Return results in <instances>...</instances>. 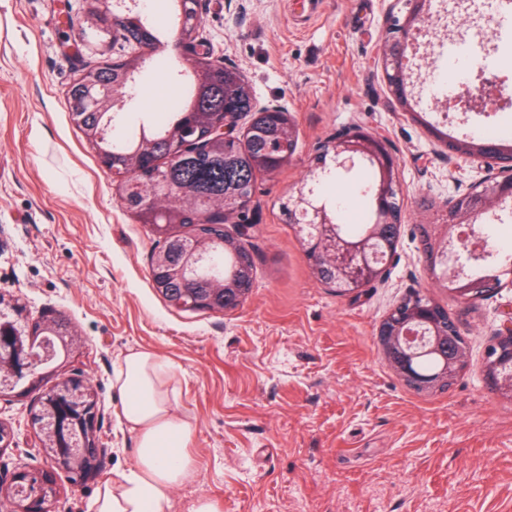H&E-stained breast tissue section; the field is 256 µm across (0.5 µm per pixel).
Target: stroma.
<instances>
[{"label": "stroma", "mask_w": 512, "mask_h": 512, "mask_svg": "<svg viewBox=\"0 0 512 512\" xmlns=\"http://www.w3.org/2000/svg\"><path fill=\"white\" fill-rule=\"evenodd\" d=\"M150 17L163 46L143 68L129 127L176 111L182 87L154 88L187 70L174 48L172 0ZM83 0H0V295L32 319L65 315L82 337L54 364L83 372L98 395L99 475L70 484L57 470L51 512H90L99 489L134 464L136 441L113 387L122 355L155 352L176 368V412L191 420L196 494L220 512H512V400L490 388L482 365L512 286L462 304L434 283L418 225L431 207L488 175L448 154L435 130L465 138L502 122L499 112L414 120L389 92L381 45L405 0H200L198 37L246 76L255 106H286L299 132L292 165L260 176L246 239L255 280L232 311H181L152 285L148 229L118 200L73 126L66 92L89 63L132 54L121 38L93 40ZM486 73L512 89V24L479 49ZM360 126L384 135L400 164L402 226L384 275L338 293L314 275L282 205L307 178L321 147ZM418 292L444 307L467 345L452 385L428 395L387 363L377 330ZM35 396H0L10 441L0 471L45 466L28 417Z\"/></svg>", "instance_id": "obj_1"}]
</instances>
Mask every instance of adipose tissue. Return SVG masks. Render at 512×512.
Segmentation results:
<instances>
[{"instance_id": "1", "label": "adipose tissue", "mask_w": 512, "mask_h": 512, "mask_svg": "<svg viewBox=\"0 0 512 512\" xmlns=\"http://www.w3.org/2000/svg\"><path fill=\"white\" fill-rule=\"evenodd\" d=\"M174 377L173 366L151 351H128L119 363L115 384L121 416L136 438L135 465L104 487L91 512H170L174 489L195 478L197 462L188 452L194 428L174 414Z\"/></svg>"}]
</instances>
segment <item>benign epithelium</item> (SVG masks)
<instances>
[{
    "label": "benign epithelium",
    "instance_id": "obj_1",
    "mask_svg": "<svg viewBox=\"0 0 512 512\" xmlns=\"http://www.w3.org/2000/svg\"><path fill=\"white\" fill-rule=\"evenodd\" d=\"M426 0H412L408 11L410 23H403L398 30L388 24L381 53L384 77L392 94L403 106L409 104L407 92L408 53L413 49L417 32L429 34L428 23L432 14L424 8ZM137 84V76H128L126 90L106 89L93 85L89 100L107 98L112 111L121 112L131 101ZM502 85L494 75H479V81L467 82L456 104L463 112L472 103L501 94ZM241 118L219 121L210 129L215 139L232 142L239 135ZM329 162H323L310 170L309 179L302 181L292 192L291 199L298 209L302 223L295 232L305 244L307 254L313 258L328 259L339 278L345 282L340 292L353 291L382 276L386 268L376 263L383 253H393L390 243L383 237L368 235L361 241H349L338 231L336 212L338 206L319 197L317 187L325 175L333 170L350 171L364 159L372 160L381 179L368 187L376 198V223L400 224L402 214L392 207L393 194L399 191V167L389 151L387 139L359 126L351 127L336 136L326 149ZM475 159L497 169V173L478 184V190L451 196L444 201L442 222L428 226L432 254L426 255L430 272L444 288L462 303L490 293L503 284L512 285V258L492 246L485 232L487 226L512 217V149L498 142L484 141L475 152ZM484 263L493 267L489 276L467 279L464 263ZM55 318L40 322L45 335L39 346L32 337L18 332L13 322L0 325V369L15 378V382L0 388V393L18 391L24 395L39 392L40 409L31 414L30 423L40 435V446L46 455V468L33 472L18 467L7 476L0 475V484H9L14 490L24 492L20 512H48L46 504L56 495L53 466L63 465L74 469L76 480L81 481L97 468V458L104 449L96 441L97 398L92 384L77 372L57 381L51 388L42 389L41 363L37 362L38 348L52 347L51 358L59 350L73 345L74 337L62 336L54 325ZM434 330L430 349L448 345V337L459 335L458 328L448 329L446 314L424 304L419 315L409 317L404 308L394 306L383 318L378 335L385 337L393 369L404 381L432 393L448 382V368L435 373H420L415 367L416 349L423 345L419 324ZM498 339H507V348L498 349L493 355V379L501 394H512V312L496 333ZM86 440L78 453L69 447L73 431Z\"/></svg>",
    "mask_w": 512,
    "mask_h": 512
}]
</instances>
